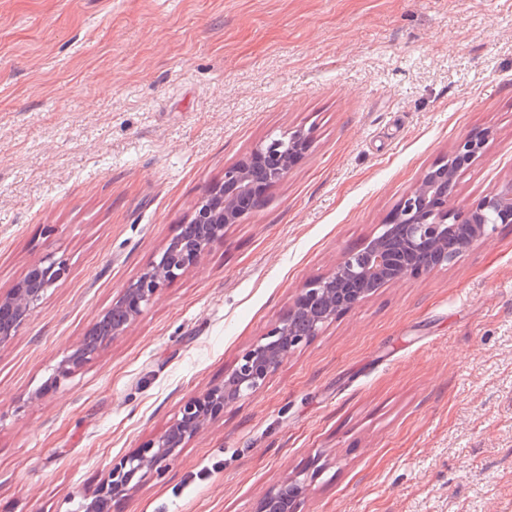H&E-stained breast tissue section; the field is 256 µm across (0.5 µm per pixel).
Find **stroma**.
<instances>
[{"label": "stroma", "mask_w": 512, "mask_h": 512, "mask_svg": "<svg viewBox=\"0 0 512 512\" xmlns=\"http://www.w3.org/2000/svg\"><path fill=\"white\" fill-rule=\"evenodd\" d=\"M297 129L264 203L60 372L225 167ZM482 130L454 205L512 178V0H0V294L66 265L0 347V512H80ZM298 474V512H512V224L338 315L118 512H254Z\"/></svg>", "instance_id": "1"}]
</instances>
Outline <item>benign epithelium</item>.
Instances as JSON below:
<instances>
[{
	"label": "benign epithelium",
	"instance_id": "benign-epithelium-1",
	"mask_svg": "<svg viewBox=\"0 0 512 512\" xmlns=\"http://www.w3.org/2000/svg\"><path fill=\"white\" fill-rule=\"evenodd\" d=\"M484 143L482 135L466 136L446 160L424 171L386 218L382 232L362 247L343 253L325 275L305 283L263 341L246 349L221 383L187 399L174 421L152 442L112 464L104 481L86 498L84 512H98L102 502L128 499L147 478L160 475L208 423L263 387L290 354L311 340L299 331V317L322 327L378 288L448 264L445 245L457 230H465L456 252L459 256L482 243L496 225L512 224V178L470 206L449 207L458 175L479 157ZM311 147L308 134L297 130L257 145L226 168L224 181L199 199L181 235L166 244L139 278L122 290L112 310L123 314V322L107 335L97 323L89 330L97 345L121 335L167 283L195 267L230 225L244 221L247 212L240 200L263 199L267 183L283 180ZM63 271V262L47 256L31 265L7 294L0 295L1 346L16 335ZM91 355L81 344L64 359L61 370L76 367ZM304 491V481L287 478L257 501L255 512H297Z\"/></svg>",
	"mask_w": 512,
	"mask_h": 512
}]
</instances>
